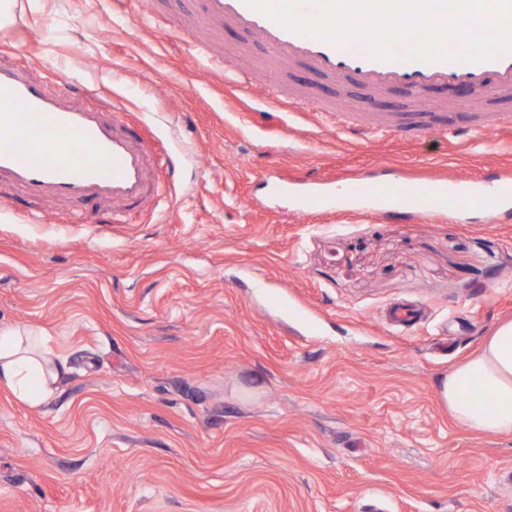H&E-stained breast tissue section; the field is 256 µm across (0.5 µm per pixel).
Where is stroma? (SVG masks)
<instances>
[{
    "label": "stroma",
    "mask_w": 512,
    "mask_h": 512,
    "mask_svg": "<svg viewBox=\"0 0 512 512\" xmlns=\"http://www.w3.org/2000/svg\"><path fill=\"white\" fill-rule=\"evenodd\" d=\"M197 0H18L0 55L63 68L181 158L125 224L0 188V330L64 363L37 406L0 387V512H512V435L457 423L439 383L512 320V218L289 215L262 178L512 171V125L342 134L241 92L163 21ZM225 68L267 52L224 28ZM289 88L367 90L289 67ZM37 212L42 223L28 220ZM408 303L419 323L393 328Z\"/></svg>",
    "instance_id": "35a3bbf8"
}]
</instances>
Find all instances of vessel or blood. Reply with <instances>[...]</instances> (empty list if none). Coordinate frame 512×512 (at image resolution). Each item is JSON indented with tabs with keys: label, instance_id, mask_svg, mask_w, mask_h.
<instances>
[{
	"label": "vessel or blood",
	"instance_id": "b4317fda",
	"mask_svg": "<svg viewBox=\"0 0 512 512\" xmlns=\"http://www.w3.org/2000/svg\"><path fill=\"white\" fill-rule=\"evenodd\" d=\"M200 25L221 29L233 25L240 33L263 45L269 68L297 62L315 73L371 91L399 89L412 100L438 85L458 84L477 95L480 112L456 100L430 113L418 134H447L446 115L471 116L476 131L500 128L507 116L498 106L500 97L512 94V54L471 63L440 59L431 62L405 58L395 49L385 59L373 58L364 46L325 41L287 31L244 0H201ZM95 90L75 96L66 72L44 77L31 65L0 58V185L13 188L32 201H80L98 205L102 224H122L131 210L149 204V190L158 163L175 172V156L160 158L153 138L131 130L122 106L101 109ZM266 100L287 105L292 112H313L355 132L350 110L324 101L311 102L299 96L286 99L280 85L271 86ZM276 197L294 196L299 205L292 214L307 217L312 209L336 210L333 185L312 179L279 178L270 184ZM474 204L484 224H498L512 205V176L494 180H461L445 176L384 178L358 190L346 211L376 218L389 216L413 222H440Z\"/></svg>",
	"mask_w": 512,
	"mask_h": 512
}]
</instances>
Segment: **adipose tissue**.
<instances>
[{
	"label": "adipose tissue",
	"mask_w": 512,
	"mask_h": 512,
	"mask_svg": "<svg viewBox=\"0 0 512 512\" xmlns=\"http://www.w3.org/2000/svg\"><path fill=\"white\" fill-rule=\"evenodd\" d=\"M60 367L47 337L39 331H0V386L19 400L32 405L44 401L53 391ZM479 393L492 397V407L476 402ZM438 397L456 422L480 433L512 435V322L500 325L477 355L444 376Z\"/></svg>",
	"instance_id": "adipose-tissue-1"
}]
</instances>
